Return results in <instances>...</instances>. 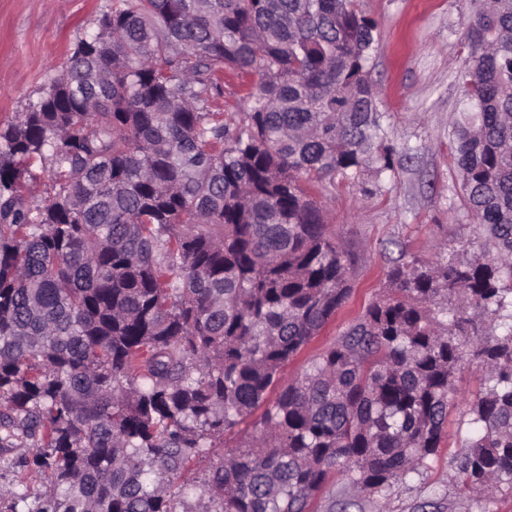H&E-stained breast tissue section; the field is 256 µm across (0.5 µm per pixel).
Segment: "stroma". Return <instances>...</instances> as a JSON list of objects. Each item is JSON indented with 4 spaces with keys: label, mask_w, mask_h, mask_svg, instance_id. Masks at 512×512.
<instances>
[{
    "label": "stroma",
    "mask_w": 512,
    "mask_h": 512,
    "mask_svg": "<svg viewBox=\"0 0 512 512\" xmlns=\"http://www.w3.org/2000/svg\"><path fill=\"white\" fill-rule=\"evenodd\" d=\"M112 0H0V118L26 111L56 76L76 41L95 29ZM379 23L373 78L380 109L396 147L412 159L381 180H337L324 197L331 224L357 255L353 295L312 343L283 371L293 379L317 352L330 345L383 286L400 249L432 258L434 237L446 238L456 258H471L472 228L454 187L451 113L461 100L454 76L466 51L462 45V0H361ZM476 363L459 367V404L448 415L436 456L418 475L394 483L384 495L360 492L330 474L308 512H512V486H500L490 501H476L458 483L451 459L469 429L465 400L479 387Z\"/></svg>",
    "instance_id": "1"
}]
</instances>
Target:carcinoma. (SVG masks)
<instances>
[{
	"label": "carcinoma",
	"mask_w": 512,
	"mask_h": 512,
	"mask_svg": "<svg viewBox=\"0 0 512 512\" xmlns=\"http://www.w3.org/2000/svg\"><path fill=\"white\" fill-rule=\"evenodd\" d=\"M462 25L452 141L478 252L401 253L284 383L353 293L309 185L403 161L378 23L359 0H112L0 119V450L37 449L45 487L0 482L3 512H306L331 472L381 495L441 448L467 357L456 478L477 500L512 486V0H467ZM228 71L252 76L234 110Z\"/></svg>",
	"instance_id": "obj_1"
}]
</instances>
